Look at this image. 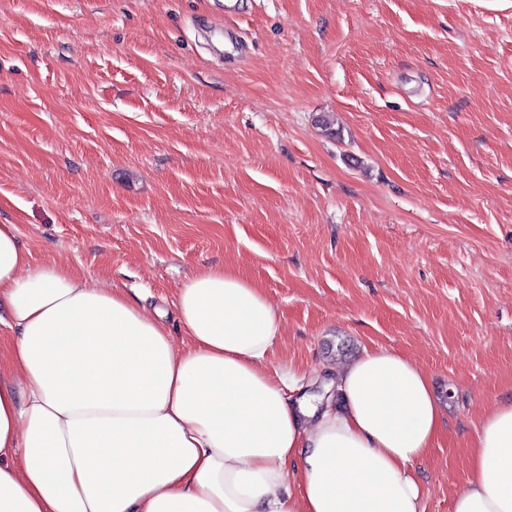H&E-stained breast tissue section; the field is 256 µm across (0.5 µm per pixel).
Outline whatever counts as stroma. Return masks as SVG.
I'll list each match as a JSON object with an SVG mask.
<instances>
[{"mask_svg":"<svg viewBox=\"0 0 512 512\" xmlns=\"http://www.w3.org/2000/svg\"><path fill=\"white\" fill-rule=\"evenodd\" d=\"M224 2L0 0V224L179 347L186 276L239 269L301 388L402 354L444 405L423 512H452L512 393V0Z\"/></svg>","mask_w":512,"mask_h":512,"instance_id":"stroma-1","label":"stroma"}]
</instances>
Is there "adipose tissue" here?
<instances>
[{
    "label": "adipose tissue",
    "instance_id": "obj_1",
    "mask_svg": "<svg viewBox=\"0 0 512 512\" xmlns=\"http://www.w3.org/2000/svg\"><path fill=\"white\" fill-rule=\"evenodd\" d=\"M190 338L117 288L34 265L0 224V512H421L412 470L440 436L427 375L364 350L320 391L265 368L281 320L262 288L199 269ZM453 512H512V396L484 414Z\"/></svg>",
    "mask_w": 512,
    "mask_h": 512
}]
</instances>
